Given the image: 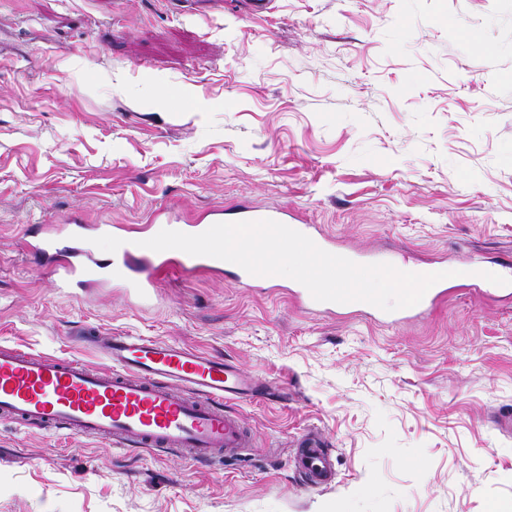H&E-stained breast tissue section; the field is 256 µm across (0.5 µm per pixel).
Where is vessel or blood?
Segmentation results:
<instances>
[{
    "label": "vessel or blood",
    "instance_id": "vessel-or-blood-1",
    "mask_svg": "<svg viewBox=\"0 0 512 512\" xmlns=\"http://www.w3.org/2000/svg\"><path fill=\"white\" fill-rule=\"evenodd\" d=\"M260 220L285 225L288 212L252 206L231 212L212 209L185 224L179 213L164 208L155 211L135 236L121 224H86L72 217L62 224L38 225L27 249L39 264L51 269L57 288L63 291L119 282L146 303L154 295L159 275L171 264L190 274L224 271L240 286L273 288L277 277L252 275L228 261L142 246L164 228L199 234L217 223ZM98 235L112 238V251L104 259L91 245ZM466 280L490 296L510 292L512 258L494 268L472 259ZM447 293L448 282L443 279L416 305L387 312L361 301L320 302L299 283L293 289L294 297L309 309L357 311L380 323L421 316ZM88 342L106 359V366L95 368L73 358L0 346V419L63 430L74 437L107 439L123 448L175 452L197 462L243 457L252 448L251 431L226 405L267 398L268 384L247 376L223 357L178 343L126 334H100ZM294 464L307 487L323 488L332 480L329 451L318 438L300 440Z\"/></svg>",
    "mask_w": 512,
    "mask_h": 512
}]
</instances>
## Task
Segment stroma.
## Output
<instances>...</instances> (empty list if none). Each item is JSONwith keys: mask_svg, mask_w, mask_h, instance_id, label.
Listing matches in <instances>:
<instances>
[{"mask_svg": "<svg viewBox=\"0 0 512 512\" xmlns=\"http://www.w3.org/2000/svg\"><path fill=\"white\" fill-rule=\"evenodd\" d=\"M0 0V344L103 365L86 329L224 355L244 460L195 465L0 421V512H512V298L384 325L172 267L152 303L59 293L33 225L247 198L393 264L512 254V0ZM182 92L180 106L163 99ZM323 435L330 486L293 464Z\"/></svg>", "mask_w": 512, "mask_h": 512, "instance_id": "35a3bbf8", "label": "stroma"}]
</instances>
